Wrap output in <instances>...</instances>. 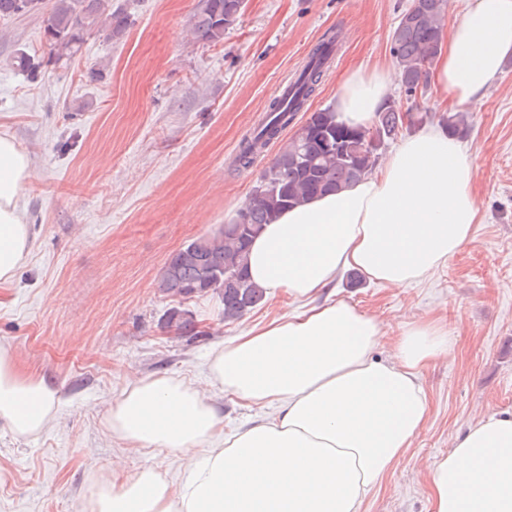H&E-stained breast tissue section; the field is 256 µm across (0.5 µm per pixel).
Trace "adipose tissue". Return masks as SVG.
Returning <instances> with one entry per match:
<instances>
[{
	"mask_svg": "<svg viewBox=\"0 0 512 512\" xmlns=\"http://www.w3.org/2000/svg\"><path fill=\"white\" fill-rule=\"evenodd\" d=\"M512 56V0H471L433 65L450 106L479 100ZM388 64L355 68L336 91L350 126H369L391 99ZM474 157L435 125L402 138L364 178L314 197L265 225L248 253L251 280L267 295L312 301L213 348L206 385L169 375L133 379L112 401L113 438L164 449L185 462L180 481L151 467L95 480L91 512H361L394 472L429 415L420 371L447 357L446 325L397 321L392 353L377 358L387 323L327 298L346 270L401 288L460 253L479 221ZM34 171L0 135V285L29 254L32 230L19 200ZM271 409L222 435L211 390ZM61 404L54 384L22 374L0 345V423L41 434ZM433 512H512V414H481L448 453L424 465Z\"/></svg>",
	"mask_w": 512,
	"mask_h": 512,
	"instance_id": "obj_1",
	"label": "adipose tissue"
}]
</instances>
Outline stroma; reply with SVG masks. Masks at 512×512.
<instances>
[{
    "label": "stroma",
    "mask_w": 512,
    "mask_h": 512,
    "mask_svg": "<svg viewBox=\"0 0 512 512\" xmlns=\"http://www.w3.org/2000/svg\"><path fill=\"white\" fill-rule=\"evenodd\" d=\"M39 12L0 20V134L29 157L35 176L20 205L33 226L30 254L0 289V344L21 370L61 391L56 419L36 437L0 428V512H87L95 476L154 466L180 478L168 451L112 438L105 410L136 377L204 381L212 348L272 317L299 310L281 294L235 321L220 299L185 301L202 331L163 323L171 298L157 290L168 257L217 225L235 223L277 148L234 165L249 135L317 42L339 51L309 101L334 105L356 66L392 61L391 35L412 0H246L222 42L193 39L200 0H112L131 24L90 32L71 61L51 63ZM26 53L37 79L16 71ZM100 69L104 77L88 78ZM474 156L480 222L473 241L421 283L387 288L344 272L336 296L383 318H430L453 338L427 364L425 429L363 512H432L421 464L447 453L479 414L512 412V58L490 90L460 108Z\"/></svg>",
    "instance_id": "35a3bbf8"
}]
</instances>
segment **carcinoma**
Segmentation results:
<instances>
[{"label": "carcinoma", "instance_id": "1", "mask_svg": "<svg viewBox=\"0 0 512 512\" xmlns=\"http://www.w3.org/2000/svg\"><path fill=\"white\" fill-rule=\"evenodd\" d=\"M40 0H0V19L38 9ZM244 8V0H202L196 14L197 36L209 43L224 39ZM447 0H413L391 36V50L402 72L406 94L427 87V70L443 49ZM130 25V15L112 9L110 0H55L43 19V39L49 61L59 63L77 54L88 32L104 29L117 36ZM335 37L325 36L296 76L288 94L274 100L264 121L245 138L237 161L249 165L270 144L280 140L325 77ZM391 101L376 113L372 125L350 127L337 120L333 107L309 115L284 142L254 186L243 212L249 231L241 237L218 232L194 239L172 254L158 280L159 291L175 301L205 296L221 297L226 320H236L264 301V291L246 275L247 251L253 237L284 210L354 183L373 168L378 152L413 121L423 122ZM165 324L183 336L198 334L192 314L174 307Z\"/></svg>", "mask_w": 512, "mask_h": 512}]
</instances>
